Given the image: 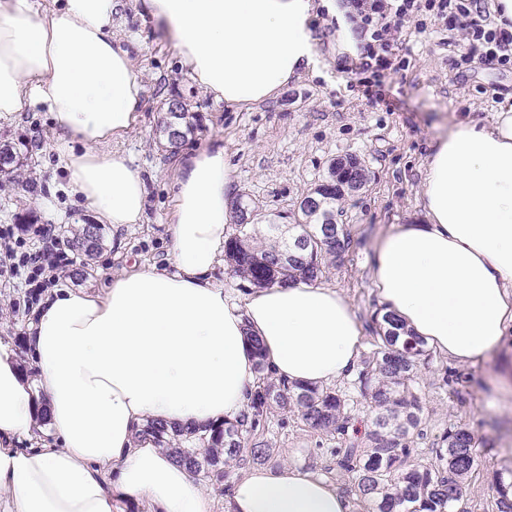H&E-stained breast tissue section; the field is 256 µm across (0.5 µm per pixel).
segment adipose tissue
Instances as JSON below:
<instances>
[{"mask_svg": "<svg viewBox=\"0 0 512 512\" xmlns=\"http://www.w3.org/2000/svg\"><path fill=\"white\" fill-rule=\"evenodd\" d=\"M0 0V126L49 113L50 150L81 198L113 230L143 223L140 169L111 144L135 126L144 74L117 36L122 0ZM162 25L192 81L215 100L248 108L313 69V23L334 14L341 50L357 40L341 0H132ZM235 170L223 143L177 166L168 220L172 270L124 273L104 292L46 290L34 308L28 381L0 341V512H212L201 484L140 430L236 419L256 387L249 339L269 374L325 386L348 377L360 325L332 287L299 281L225 294L220 262ZM424 223L401 224L375 248L385 311L461 366L512 345V104L491 123L459 121L426 163ZM54 437L21 447L39 409ZM226 512H352L334 483L297 466L250 468Z\"/></svg>", "mask_w": 512, "mask_h": 512, "instance_id": "adipose-tissue-1", "label": "adipose tissue"}]
</instances>
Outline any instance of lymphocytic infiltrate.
Here are the masks:
<instances>
[{
	"label": "lymphocytic infiltrate",
	"mask_w": 512,
	"mask_h": 512,
	"mask_svg": "<svg viewBox=\"0 0 512 512\" xmlns=\"http://www.w3.org/2000/svg\"><path fill=\"white\" fill-rule=\"evenodd\" d=\"M351 19L365 38L359 46L361 71L382 76L393 65L394 47L402 24L415 21L419 30L433 29L444 34H463L460 59H478L500 66H512V33L495 27L489 0H349ZM57 227L38 225L33 234L39 241L31 248L13 226L0 228V241L6 246L7 261H0V280L36 286L45 272L68 264L69 258L56 248Z\"/></svg>",
	"instance_id": "f902f5d3"
}]
</instances>
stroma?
<instances>
[{"label":"stroma","instance_id":"35a3bbf8","mask_svg":"<svg viewBox=\"0 0 512 512\" xmlns=\"http://www.w3.org/2000/svg\"><path fill=\"white\" fill-rule=\"evenodd\" d=\"M314 30L316 74L291 81L273 100L236 110L193 85L162 31L125 9L115 32L140 46L134 60L144 70L145 106L136 127L114 148L131 157L146 180V221L117 233L103 225V248L91 275L79 280L66 268L58 274L59 284L102 290L131 269L166 265L177 157L164 151L159 122L165 103L177 98L199 122L183 152L223 140L236 167L233 198L260 202L267 220L276 224L297 209L332 159L348 154L361 158L368 181L337 218L351 235V249L342 265L326 270L321 283L336 288L360 323H368L380 306L371 278L375 245L394 226L411 223L420 214L430 144L463 118L490 121L499 104L512 100V69L459 63L455 47L440 44L438 37L419 32L410 22L395 50V70L382 77L384 96H367L353 72L355 56L336 47L334 19L318 21ZM52 138V121L45 112L24 113L14 125L0 128V144L14 147L26 159L12 178L0 180V226L56 224L66 230L92 223L90 209L62 190L65 178L49 148ZM23 296V289L0 285V341L11 343L26 335L28 312L17 306ZM507 361L512 363V352L482 365L457 367V381L447 384L444 371L451 365L437 353L419 373L425 416L419 447H431L454 424L493 442L476 451L479 466L466 496L470 512H495L491 478L512 460V387L497 379ZM316 441L300 423L289 421L272 441L273 467L311 468Z\"/></svg>","mask_w":512,"mask_h":512}]
</instances>
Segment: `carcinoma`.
Returning <instances> with one entry per match:
<instances>
[{"mask_svg":"<svg viewBox=\"0 0 512 512\" xmlns=\"http://www.w3.org/2000/svg\"><path fill=\"white\" fill-rule=\"evenodd\" d=\"M160 132L167 151L177 152L194 132L185 104L175 99L167 103ZM346 160L345 165L331 161L303 196L288 235L278 224L263 223L255 202L237 201L234 232L224 242L230 273L261 288L316 281L326 268L342 264L351 237L333 220L346 199L367 182L358 156L350 154ZM101 240L97 224L72 228L66 238L70 248L88 258L98 252ZM369 329L371 349L351 380L369 423L364 447L348 438L355 414L346 393L275 380L266 373L262 347L253 337L258 382L241 418L186 430L151 420L140 434L152 437L191 474L224 492L234 471L272 460L271 435L287 428L291 415L311 433L337 441L336 447L326 449L321 471L347 477L344 492L352 497L355 512H469L463 507L464 492L477 471L474 448L484 441L468 428L452 425L432 447H414L415 439L423 436L424 414L417 376L432 352L382 308L372 313ZM492 488L497 512H512V484L504 482L503 473L494 475Z\"/></svg>","mask_w":512,"mask_h":512,"instance_id":"1","label":"carcinoma"}]
</instances>
